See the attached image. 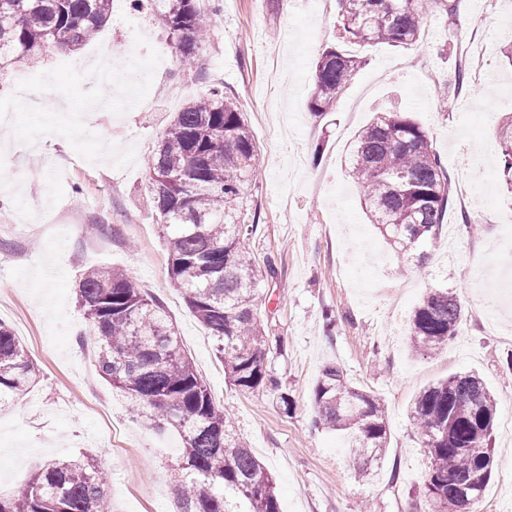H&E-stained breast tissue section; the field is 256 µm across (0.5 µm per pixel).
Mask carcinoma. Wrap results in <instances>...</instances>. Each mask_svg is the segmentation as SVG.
<instances>
[{"mask_svg": "<svg viewBox=\"0 0 512 512\" xmlns=\"http://www.w3.org/2000/svg\"><path fill=\"white\" fill-rule=\"evenodd\" d=\"M344 37L357 43L410 46L421 36L429 0H339ZM113 0H0V73L50 46L79 48L112 15ZM152 11L172 35L183 70L198 68L211 4L154 0ZM362 59L337 48L315 64L309 111L333 109ZM502 174L512 186V121L501 125ZM351 177L385 239L422 260L435 246L452 204L446 167L433 136L420 123L381 112L350 147ZM261 165L254 136L235 97L212 86L175 113L150 166V194L161 224L168 273L196 319L217 341L224 375L243 391L263 390L284 411L288 394L271 374L266 324L256 303L258 267L246 246L243 187ZM77 303L95 336L98 367L112 389L159 434L182 438V476L175 512H280L275 479L242 444L230 418L182 352L174 325L157 299L114 267L84 270ZM463 313L446 290L414 308L409 346L434 351L457 336ZM39 367L9 325L0 322V402L32 387ZM314 425L339 431L351 452L369 461L385 456L383 404L325 367L312 391ZM497 402L475 372L451 375L423 389L409 420L431 460L423 491L432 512H481L493 472ZM107 475L91 453L54 458L0 512H112Z\"/></svg>", "mask_w": 512, "mask_h": 512, "instance_id": "1", "label": "carcinoma"}]
</instances>
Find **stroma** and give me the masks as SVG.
Returning <instances> with one entry per match:
<instances>
[{"instance_id": "obj_1", "label": "stroma", "mask_w": 512, "mask_h": 512, "mask_svg": "<svg viewBox=\"0 0 512 512\" xmlns=\"http://www.w3.org/2000/svg\"><path fill=\"white\" fill-rule=\"evenodd\" d=\"M450 2L453 12L432 8L423 38L406 48L341 39L337 0H221L198 74L174 62L156 71L150 50L168 38L146 8L137 33L111 16L70 53L72 68L57 52L29 64L27 98L13 82L0 86V111L12 113L0 125V320L43 374L0 407V482L22 490L45 461L90 451L108 474L112 512L174 508L181 439L157 434L101 377L76 304L80 274L99 265L124 269L165 306L238 436L275 477L281 512H430L428 458L408 409L424 387L469 371L499 402L482 512H512V192L496 133L512 119V66L501 53L512 42V0H499L481 28L492 79L469 76L462 90L455 76L485 0ZM333 45L364 63L332 112L316 116L307 106L314 65ZM103 51L135 97L90 112L95 94L77 63ZM219 82L263 157L246 188L255 227L246 244L274 269L257 303L282 344L269 368L288 390L287 413L225 379L214 339L169 279L148 205V162L173 112ZM382 111L430 129L451 178L452 205L421 263L385 242L345 165L355 135ZM436 289L459 297L460 332L447 348L410 354L412 311ZM328 365L385 404L388 448L374 479H356L344 436L312 424V389Z\"/></svg>"}]
</instances>
